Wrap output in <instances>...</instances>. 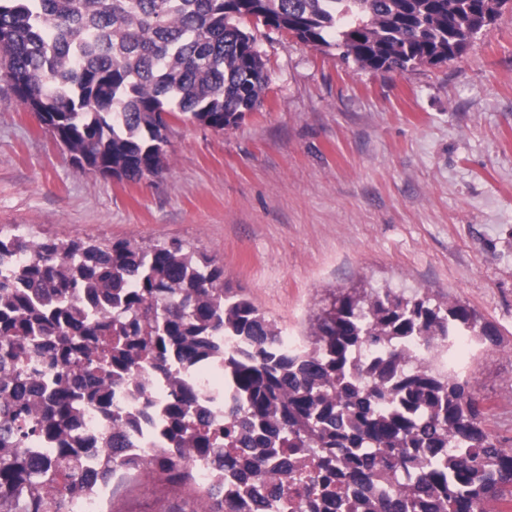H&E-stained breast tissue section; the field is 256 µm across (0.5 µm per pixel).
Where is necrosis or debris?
I'll use <instances>...</instances> for the list:
<instances>
[{
  "instance_id": "necrosis-or-debris-1",
  "label": "necrosis or debris",
  "mask_w": 512,
  "mask_h": 512,
  "mask_svg": "<svg viewBox=\"0 0 512 512\" xmlns=\"http://www.w3.org/2000/svg\"><path fill=\"white\" fill-rule=\"evenodd\" d=\"M470 342V337L454 336L447 342L437 339L427 344L412 336L395 341L392 350L400 372L404 373L424 363L438 364L448 347L466 346ZM212 343L215 350L207 362L189 365L176 361L166 375L143 367L135 382L113 383L112 408L133 419V426H115L95 409L86 410L78 428L86 441L81 453L87 458L88 477L77 492L81 500L77 512H102L105 480L119 475V462L134 461L144 466L167 455L168 442L158 435L157 428L173 390L182 386L194 390L193 429L222 430L228 410L224 401V358L245 350L247 343L241 336H217ZM116 437L121 440L117 450L112 447ZM223 449V457L193 459L200 484L222 493L226 512H269L260 495L244 493L239 481L232 477L233 467L241 463V449L230 443L224 444Z\"/></svg>"
}]
</instances>
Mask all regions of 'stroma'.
Here are the masks:
<instances>
[{
	"mask_svg": "<svg viewBox=\"0 0 512 512\" xmlns=\"http://www.w3.org/2000/svg\"><path fill=\"white\" fill-rule=\"evenodd\" d=\"M253 34L261 108L222 131L169 117L170 163L138 182L80 172L0 74V229L180 241L295 336L334 291L454 299L498 332L455 360L512 448V9L456 59L389 73ZM190 494L131 477L107 508L172 512Z\"/></svg>",
	"mask_w": 512,
	"mask_h": 512,
	"instance_id": "stroma-1",
	"label": "stroma"
}]
</instances>
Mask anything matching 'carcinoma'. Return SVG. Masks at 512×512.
Returning a JSON list of instances; mask_svg holds the SVG:
<instances>
[{"label": "carcinoma", "mask_w": 512, "mask_h": 512, "mask_svg": "<svg viewBox=\"0 0 512 512\" xmlns=\"http://www.w3.org/2000/svg\"><path fill=\"white\" fill-rule=\"evenodd\" d=\"M507 0H0V67L21 101L83 172L139 181L168 165L165 116L214 130L238 125L268 84L254 35L260 17L314 47L342 49L363 68L390 72L459 56ZM495 341L457 301L433 304L389 288L341 293L304 334L307 349L275 348L280 329L224 268L179 242L36 240L0 231V500L11 512H66L65 477L84 475L71 442L86 409L108 411L106 381L145 355L158 372L176 353L205 357L211 339L245 337L228 359L237 403L224 437L253 448L245 467L278 497L288 461L275 449L323 456L309 487L347 477L364 494L404 478L378 512H500L512 502V452L485 428L475 384L425 366L401 375L394 357L354 371L352 354L406 336L448 330ZM195 394L172 392L162 422L176 448L207 455L211 432H187ZM171 484L196 485L193 512H224L187 457L153 464Z\"/></svg>", "instance_id": "obj_1"}]
</instances>
